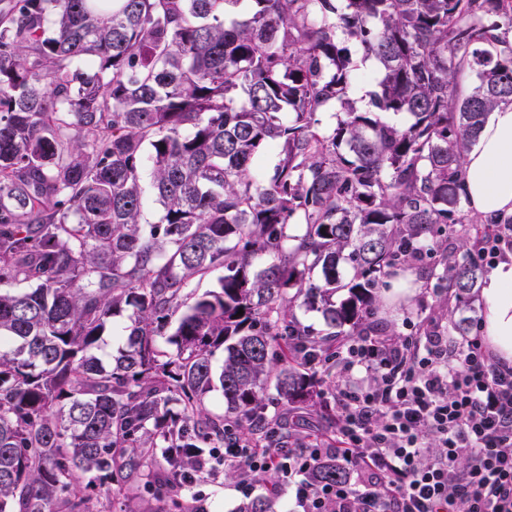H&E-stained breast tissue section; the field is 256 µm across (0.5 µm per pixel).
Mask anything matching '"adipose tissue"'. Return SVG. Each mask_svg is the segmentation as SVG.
<instances>
[{"label":"adipose tissue","instance_id":"ef3b65f1","mask_svg":"<svg viewBox=\"0 0 512 512\" xmlns=\"http://www.w3.org/2000/svg\"><path fill=\"white\" fill-rule=\"evenodd\" d=\"M463 180L475 213H512V105L492 112L465 159ZM482 293L487 340L501 360L512 362V262L496 267Z\"/></svg>","mask_w":512,"mask_h":512}]
</instances>
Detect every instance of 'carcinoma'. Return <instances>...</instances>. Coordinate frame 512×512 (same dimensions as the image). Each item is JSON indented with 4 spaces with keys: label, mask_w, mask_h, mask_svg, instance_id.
<instances>
[{
    "label": "carcinoma",
    "mask_w": 512,
    "mask_h": 512,
    "mask_svg": "<svg viewBox=\"0 0 512 512\" xmlns=\"http://www.w3.org/2000/svg\"><path fill=\"white\" fill-rule=\"evenodd\" d=\"M349 42L378 64L367 108ZM464 71L476 79L466 93ZM502 105L512 0L1 5L0 512H92L83 490L118 494L135 472L171 498L150 467L264 441L253 419L270 383L283 405L331 415L292 337L331 374L329 346L375 331L377 289L401 271L469 304L486 270L479 228H455L463 165ZM402 114L406 125L387 119ZM147 162L163 207L148 226ZM435 234L451 236L439 252ZM219 270L185 305L192 280ZM301 306L324 329L302 325ZM127 308L126 347L105 363L104 333ZM220 347L214 419L204 399ZM307 479L349 472L333 456ZM241 512H276L275 496Z\"/></svg>",
    "instance_id": "obj_1"
}]
</instances>
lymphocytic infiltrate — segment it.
Segmentation results:
<instances>
[{"label":"lymphocytic infiltrate","instance_id":"obj_1","mask_svg":"<svg viewBox=\"0 0 512 512\" xmlns=\"http://www.w3.org/2000/svg\"><path fill=\"white\" fill-rule=\"evenodd\" d=\"M330 358L342 379L332 395L341 421L335 446L301 439L284 454L236 442L196 454L175 483L189 489L200 476L236 468L248 496L258 473L276 470L295 484L302 512H512V366L492 359L479 337L460 341L430 323L401 341L345 338ZM356 371L372 374L373 385L346 384ZM333 453L354 481L304 480Z\"/></svg>","mask_w":512,"mask_h":512}]
</instances>
